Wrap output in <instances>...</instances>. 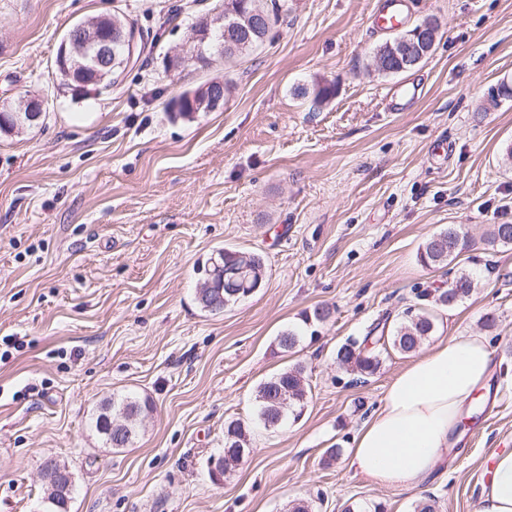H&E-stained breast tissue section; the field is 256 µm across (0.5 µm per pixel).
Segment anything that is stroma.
Returning <instances> with one entry per match:
<instances>
[{"label":"stroma","instance_id":"stroma-1","mask_svg":"<svg viewBox=\"0 0 512 512\" xmlns=\"http://www.w3.org/2000/svg\"><path fill=\"white\" fill-rule=\"evenodd\" d=\"M377 2L288 0L263 48L171 71L217 0H0V103L46 99L36 124L0 134V512H42L49 458L74 474L70 512H413L429 495L438 512H478L493 454L512 451V247L488 241L512 224V98H490L512 84V0H405L404 27L433 16L440 31L396 76L375 64L392 36L373 24ZM113 15L149 31L150 50L117 86L62 79L63 35ZM214 80L228 86L220 108L171 112ZM324 83L336 94L315 104ZM412 85L410 108L387 111ZM451 225L467 249L423 265L422 244ZM229 247L261 252L265 281L210 314L198 264ZM462 268L469 297L423 302L429 341L489 338L492 409L479 425L465 413L420 488L372 486L349 464L352 438L414 357L383 356L362 383L336 350ZM318 307L329 318L306 328ZM288 329L302 334L290 353ZM296 363L303 413L265 429L257 386ZM120 395L152 406L115 449L94 420ZM235 419L251 452L217 484L207 460Z\"/></svg>","mask_w":512,"mask_h":512}]
</instances>
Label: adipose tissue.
I'll list each match as a JSON object with an SVG mask.
<instances>
[{
	"label": "adipose tissue",
	"mask_w": 512,
	"mask_h": 512,
	"mask_svg": "<svg viewBox=\"0 0 512 512\" xmlns=\"http://www.w3.org/2000/svg\"><path fill=\"white\" fill-rule=\"evenodd\" d=\"M491 362L483 336H456L429 348L393 378L380 409L359 428L351 468L379 487L423 484L444 461ZM479 512H512V452L497 455Z\"/></svg>",
	"instance_id": "1"
}]
</instances>
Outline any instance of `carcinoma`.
I'll list each match as a JSON object with an SVG mask.
<instances>
[{"label":"carcinoma","mask_w":512,"mask_h":512,"mask_svg":"<svg viewBox=\"0 0 512 512\" xmlns=\"http://www.w3.org/2000/svg\"><path fill=\"white\" fill-rule=\"evenodd\" d=\"M256 7L272 16L271 27L253 37L252 43L236 52L224 49L228 56L243 54L262 46L272 32V27L278 25L283 17L288 15V0H253ZM220 40L212 36L201 46V50L191 54V59L205 66L212 54L218 52ZM450 240V247L438 244L437 238ZM439 237L429 239L420 253L421 261L428 266L446 265L454 261L458 251V234L454 228L439 234ZM490 243L495 246H512V224H496L490 233ZM224 254V307L229 308L241 299L252 295L256 285L263 283L265 277V262L258 253H250L251 263L247 265L249 274H232V270L244 264L239 259L242 251L230 248L221 250ZM473 277L463 271L457 273L448 286L440 291L434 302L441 306L451 307L467 298L473 291ZM435 328L434 316L422 306L411 305L404 311L403 319L390 332L378 327L371 328L361 340L350 338L336 350L338 364L360 374L361 377L372 376L380 365V355L391 351L399 354H409L432 335ZM307 387L304 376V366L300 363L279 372L261 382L256 391L258 402L257 415L266 427H276L282 423L287 414L299 416L304 408L307 397ZM119 408L124 415L122 427L123 437L117 439L115 432L110 430L112 410ZM149 407V401L134 399L129 396L110 399L102 407L95 421L96 430L104 436L113 448L120 449L129 445L138 433L139 417ZM248 448L247 431L238 420H232L224 425V470H229L246 455Z\"/></svg>","instance_id":"cac0c4a2"}]
</instances>
